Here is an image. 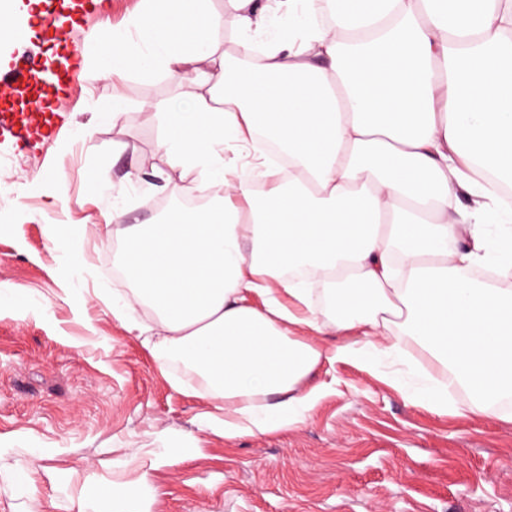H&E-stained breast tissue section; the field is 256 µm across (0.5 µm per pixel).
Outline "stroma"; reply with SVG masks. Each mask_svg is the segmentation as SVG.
<instances>
[{"mask_svg": "<svg viewBox=\"0 0 512 512\" xmlns=\"http://www.w3.org/2000/svg\"><path fill=\"white\" fill-rule=\"evenodd\" d=\"M0 2L30 49L65 61L42 94L62 121L21 150L0 127V286L34 309L0 314V512H77L83 498L109 512L101 489L130 488L145 448L157 456L148 512H512V407L491 417L460 391L439 414L358 362H322L321 399L287 429H204L215 399L98 299L124 289L103 273L120 248L97 231L112 205L146 224L171 187L202 179L170 168L160 146L183 87L160 68L118 82L93 69L106 28L139 41L152 2L53 0L60 37L36 26L29 0ZM117 93L126 112L112 123L102 112ZM69 236L84 269L53 245Z\"/></svg>", "mask_w": 512, "mask_h": 512, "instance_id": "stroma-1", "label": "stroma"}]
</instances>
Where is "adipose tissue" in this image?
<instances>
[{
  "mask_svg": "<svg viewBox=\"0 0 512 512\" xmlns=\"http://www.w3.org/2000/svg\"><path fill=\"white\" fill-rule=\"evenodd\" d=\"M142 40L110 34L95 63L105 78L164 65L193 89L170 113L171 168L204 169L217 191L206 211L173 208L149 224L109 220L136 262L117 252L127 290L117 317L151 309L153 351L208 358L219 399L206 426L228 438L301 421L322 389L306 380L322 358L357 361L397 381L408 336L442 365L473 409L512 397V289L464 278L489 258L487 230L512 236V198L485 180L512 181V0H228L241 36L218 70L206 62L221 25L207 0H155ZM292 33H271L280 9ZM267 130L293 163L226 161ZM467 196L470 206L458 205ZM298 268L351 287L312 309ZM260 304H251V297ZM342 344L325 352L316 337ZM266 404H257V397Z\"/></svg>",
  "mask_w": 512,
  "mask_h": 512,
  "instance_id": "1",
  "label": "adipose tissue"
}]
</instances>
